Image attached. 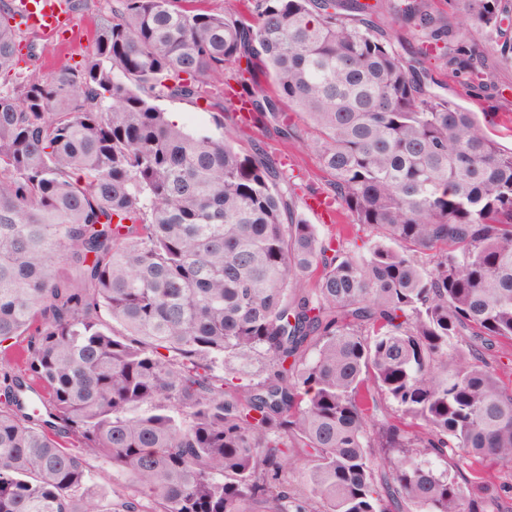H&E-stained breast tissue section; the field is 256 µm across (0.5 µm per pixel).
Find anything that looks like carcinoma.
Here are the masks:
<instances>
[{"label":"carcinoma","mask_w":512,"mask_h":512,"mask_svg":"<svg viewBox=\"0 0 512 512\" xmlns=\"http://www.w3.org/2000/svg\"><path fill=\"white\" fill-rule=\"evenodd\" d=\"M63 2L99 21L46 74L0 0V345L28 337L0 388V512H512L464 472L512 468V363L486 358L512 341V149L426 84L434 54L494 89L468 29L512 59V0H452L461 24L430 0ZM219 86L306 133L352 232L302 218L236 130L156 104ZM378 24L383 30H392L396 33L405 49V57L408 58L412 56V53L418 51V49L421 47L419 34L411 28H401L400 26L395 25L392 22L390 15L387 13L378 20ZM91 464L94 466L97 473V482L101 487L116 490L124 489L127 482L123 475L112 471V468L106 463L91 461Z\"/></svg>","instance_id":"obj_1"}]
</instances>
